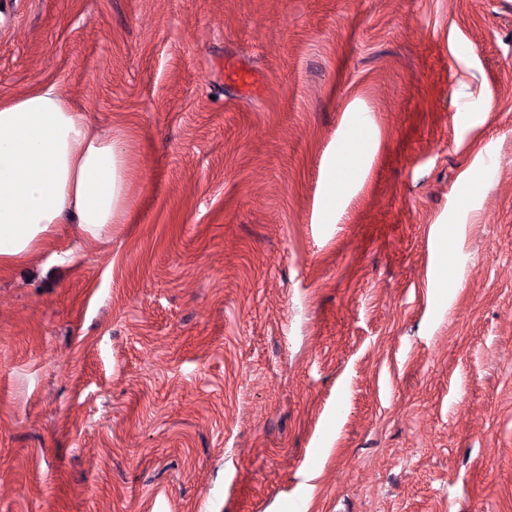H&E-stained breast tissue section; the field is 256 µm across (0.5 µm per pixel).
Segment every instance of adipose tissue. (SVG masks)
I'll use <instances>...</instances> for the list:
<instances>
[{
	"mask_svg": "<svg viewBox=\"0 0 512 512\" xmlns=\"http://www.w3.org/2000/svg\"><path fill=\"white\" fill-rule=\"evenodd\" d=\"M123 146L93 132L57 86L0 100V266L74 225L95 245L125 212Z\"/></svg>",
	"mask_w": 512,
	"mask_h": 512,
	"instance_id": "1",
	"label": "adipose tissue"
}]
</instances>
